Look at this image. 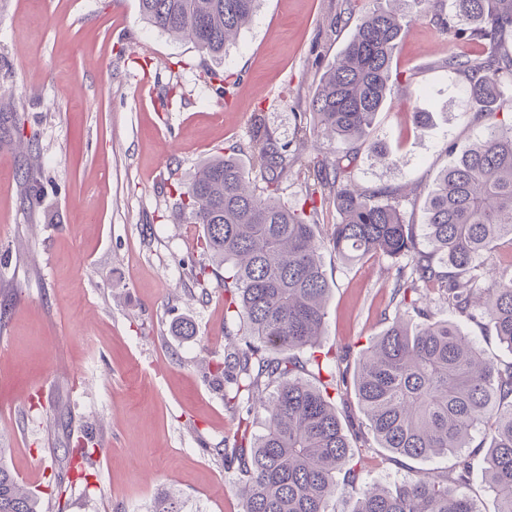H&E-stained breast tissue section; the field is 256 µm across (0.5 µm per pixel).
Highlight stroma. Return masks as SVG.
<instances>
[{"instance_id": "1", "label": "stroma", "mask_w": 512, "mask_h": 512, "mask_svg": "<svg viewBox=\"0 0 512 512\" xmlns=\"http://www.w3.org/2000/svg\"><path fill=\"white\" fill-rule=\"evenodd\" d=\"M374 3L262 0L212 58L149 24L139 0H0V448L40 512H147L168 493L185 512H242L220 455L239 413L211 367L243 323L225 321L219 279L203 291L191 277L199 228L180 218L179 193L226 148L251 164L255 122L295 146L321 74ZM461 47L432 15L416 17L393 60L413 91L393 89L368 135L393 163L365 149L350 166L359 186L412 188L401 202L412 224L424 223L428 188L454 150L485 129L462 79L441 65ZM205 69L238 76L230 99L203 82ZM417 111L432 115L425 129ZM322 262L331 293L319 342L347 350L339 371L349 380L395 314V270L329 248ZM428 308L512 360L480 317L437 295ZM185 318L195 335H176ZM69 448L88 455L73 457L56 497L50 482ZM452 464L378 449L364 455L362 477L392 489Z\"/></svg>"}]
</instances>
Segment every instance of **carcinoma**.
Returning <instances> with one entry per match:
<instances>
[{"label": "carcinoma", "instance_id": "1", "mask_svg": "<svg viewBox=\"0 0 512 512\" xmlns=\"http://www.w3.org/2000/svg\"><path fill=\"white\" fill-rule=\"evenodd\" d=\"M139 2L154 27L214 57L251 22L260 0ZM392 2L379 0L359 18L321 75L310 111L302 113L296 151L280 150L267 131L253 139L266 193L256 192L252 172L236 155L224 154L201 163L179 203L189 223L202 227L191 257L197 284L208 281L209 262L227 266L225 319L245 326L242 342L224 347L220 369L224 401L235 409L246 405L232 443L224 445V465L241 475L243 512H328L342 470L344 490L356 494L353 512H480L465 492L471 457L480 451L497 512H512V362L487 357L460 325L432 319L425 306L437 292L461 315L478 309L512 352V264L474 287L480 257L512 245V121L497 119L503 88L512 85V52L505 49L512 0ZM428 11L454 38L484 46L482 55L452 52L442 64L462 77L470 109L491 122L435 178L426 199L423 236L431 251L425 252L395 194L357 186L347 162L384 107L397 44L413 18ZM315 133L349 151L314 157L309 209L291 208L274 194ZM327 200L340 221L324 241L316 226ZM327 246L350 262L394 260L392 302L425 316L414 328L395 317L361 352L353 388L377 447L413 460L454 457L440 480L413 474L393 490L359 482L336 411L342 392L336 356L318 346L331 291L321 260ZM253 414L263 416L264 429L251 443ZM3 454L0 448V512H39L38 498L21 488ZM150 512H183V504L168 495Z\"/></svg>", "mask_w": 512, "mask_h": 512}]
</instances>
